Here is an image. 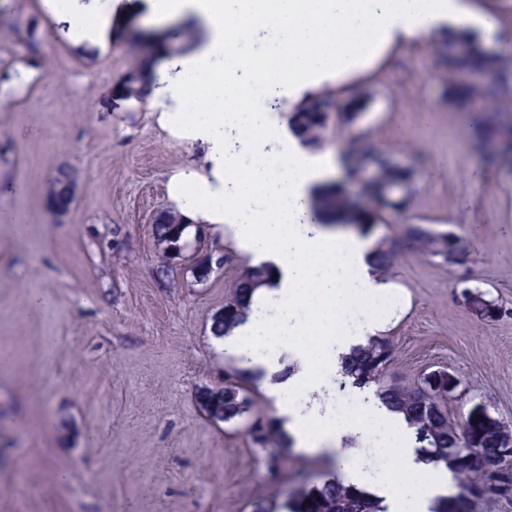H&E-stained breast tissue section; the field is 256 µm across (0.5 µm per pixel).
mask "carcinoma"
I'll return each instance as SVG.
<instances>
[{"label":"carcinoma","mask_w":512,"mask_h":512,"mask_svg":"<svg viewBox=\"0 0 512 512\" xmlns=\"http://www.w3.org/2000/svg\"><path fill=\"white\" fill-rule=\"evenodd\" d=\"M130 42L135 51V61L127 70L125 81L134 91V100L142 102L147 97L150 78L145 63L153 58L157 47L152 36L139 31L131 32ZM443 60L448 73V103L457 107H465L474 99L487 95V90L482 86L457 82L455 75L459 72L491 73L495 90L512 83V58L493 54L470 40L444 42ZM368 98V89L363 86L354 87L344 101L325 93L307 97L294 109L293 129L298 132L303 144L316 146L322 139L328 113L336 111L351 122ZM511 110V101L492 95L486 108L488 116L477 127L482 142L497 146V149L488 152L489 159L494 162L512 159V122L506 124L501 119L502 113ZM369 157L377 166L381 180L389 189L398 190L399 200L391 208L400 210L407 207L415 191L413 173L394 169L389 158L381 152H371ZM76 180L77 172L73 166H58L50 180V195L60 198L65 206H70L71 198L65 196V189ZM311 206L317 215L338 216L347 226L363 235L371 233L376 220L375 214L354 209L346 194L336 186L312 198ZM405 244L424 256L439 258L446 263L467 253V245L460 239L448 233H435L420 224L409 225ZM399 251L397 242L380 238L371 251L373 273L380 278L388 277ZM267 278L268 272L262 267H242L232 293L224 303L227 313L224 318L215 321L213 330L216 335H226L235 328L248 309L249 292L263 285ZM393 353L394 347L389 338L371 337L366 345L353 352L344 375L355 387L378 386V399L388 409L404 415L414 430L416 441L422 444L427 461L436 466L444 465L456 480L460 481L462 476L469 473L491 469L499 456L500 420L488 412L477 416L469 413L459 421L450 418L448 392L443 387L447 372L442 370L434 384L423 379L412 388L381 385L393 360ZM247 382V375L237 365L224 368V422H243L253 446L290 447L291 440L287 439L275 419L253 413L254 402ZM459 487L461 491L456 497L444 499L440 512H474L475 500L470 486L460 483ZM252 505L253 512H384L370 493L343 484L332 472L325 474L321 485L305 483L284 502L263 498L253 501Z\"/></svg>","instance_id":"obj_1"}]
</instances>
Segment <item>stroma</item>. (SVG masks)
<instances>
[{
    "label": "stroma",
    "instance_id": "stroma-1",
    "mask_svg": "<svg viewBox=\"0 0 512 512\" xmlns=\"http://www.w3.org/2000/svg\"><path fill=\"white\" fill-rule=\"evenodd\" d=\"M149 26L127 15L107 49L85 51L38 0H0V214L27 226L20 239L0 223V512H46L50 502L55 512H252L298 471L318 485L330 469L296 456L271 485L241 426L197 405L230 363L212 324L246 259L216 232L223 270L202 283L189 272L173 285L155 277L164 257L152 228L173 210L170 181L204 170L206 157L159 124L154 104L125 97L127 32ZM32 30L38 68L26 64ZM364 81L360 115L329 113L321 147H371L413 171L410 204L379 211L374 238L400 240L406 225L423 224L469 246L458 263L402 248L382 330L395 346L386 380L411 386L446 370L461 382L451 416L480 403L512 423V175L495 171L471 192L463 184L485 164L466 119L480 105L449 104L439 47H403ZM64 163L79 173L77 195L57 218L49 174ZM26 289L50 314L18 305ZM467 290L485 293L498 316L473 314ZM45 414L49 427L25 429Z\"/></svg>",
    "mask_w": 512,
    "mask_h": 512
}]
</instances>
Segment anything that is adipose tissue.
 I'll use <instances>...</instances> for the list:
<instances>
[{
	"instance_id": "1",
	"label": "adipose tissue",
	"mask_w": 512,
	"mask_h": 512,
	"mask_svg": "<svg viewBox=\"0 0 512 512\" xmlns=\"http://www.w3.org/2000/svg\"><path fill=\"white\" fill-rule=\"evenodd\" d=\"M48 14L69 23L77 46L107 47L114 15L128 5L107 0L90 8L79 0H42ZM158 22L182 19L200 25L204 40L175 66L157 62L150 97L161 121L204 148L207 173L189 172L172 185L176 210L187 218L184 239L204 226L230 231L251 265L271 279L251 297L244 322L224 338V351L238 367L266 374V394L295 447L333 459L344 483L367 489L386 512H430L451 492L444 466L427 463L411 440L402 414L388 410L370 390L357 396L358 412L320 408L311 392L333 387L343 359L383 326L374 309L390 285L372 272L368 243L344 229L317 224L309 209L312 188L332 182L339 164L332 154L299 149L276 112L256 106L242 77L266 83L273 93L299 94L345 78L380 62L396 41L439 42L469 33L490 41L503 31L494 14L476 0H145ZM276 28L262 53L249 51L259 28ZM235 29L237 41L227 37ZM237 101L221 112L224 97ZM176 111H167L168 102ZM193 102L191 112L180 106ZM237 136L252 158L239 166L229 141ZM277 150L284 167L269 171ZM377 439L393 474L374 478L358 443Z\"/></svg>"
}]
</instances>
